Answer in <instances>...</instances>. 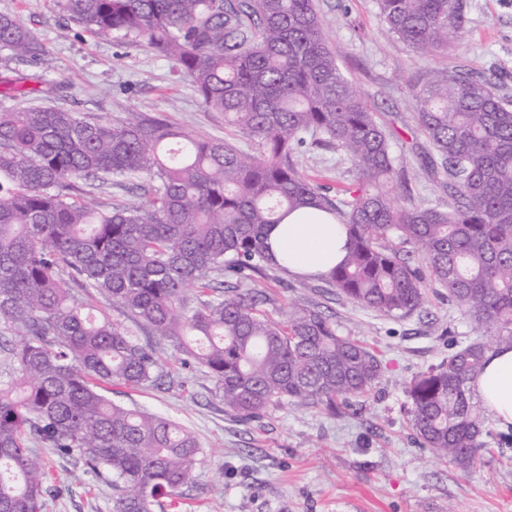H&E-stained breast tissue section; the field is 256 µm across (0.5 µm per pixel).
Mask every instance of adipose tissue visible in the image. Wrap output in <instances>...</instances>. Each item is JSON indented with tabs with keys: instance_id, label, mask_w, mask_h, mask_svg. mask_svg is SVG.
<instances>
[{
	"instance_id": "ef3b65f1",
	"label": "adipose tissue",
	"mask_w": 512,
	"mask_h": 512,
	"mask_svg": "<svg viewBox=\"0 0 512 512\" xmlns=\"http://www.w3.org/2000/svg\"><path fill=\"white\" fill-rule=\"evenodd\" d=\"M273 258L290 273L325 276L347 254V237L341 225L319 215L291 216L268 233ZM471 386L501 428L512 426V349L499 348L486 357Z\"/></svg>"
}]
</instances>
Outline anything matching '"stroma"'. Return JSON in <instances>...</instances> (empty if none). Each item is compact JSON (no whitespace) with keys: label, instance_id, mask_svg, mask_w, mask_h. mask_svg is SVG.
<instances>
[{"label":"stroma","instance_id":"1","mask_svg":"<svg viewBox=\"0 0 512 512\" xmlns=\"http://www.w3.org/2000/svg\"><path fill=\"white\" fill-rule=\"evenodd\" d=\"M464 2L463 39L448 53L420 58L389 34L376 0H316L341 68L393 133L418 204L444 205L447 194L420 168L417 152L427 142L418 129L415 87L436 71L462 66L497 75L512 90V0ZM0 14L20 19L45 48L31 65L0 53V78L16 72L42 78L55 87L53 104L75 112L157 113L188 134L243 145L241 134L225 125L222 113L204 107L191 80L170 62L90 33L68 19L58 0H0ZM299 161L309 178L331 187L347 167L341 155L317 148ZM249 287L271 297L265 311L276 320L285 319L291 302L314 300L339 334L378 353L381 375L370 395L352 399L338 414L285 404L242 423L225 414L203 369L185 366L170 341L157 340L165 371L181 387H147L116 399L179 422L204 449L167 512H512V446L500 444L497 422H489L482 464L469 474L423 448L410 424L411 379L474 338L468 317L441 289H429L423 313L393 319L297 287L291 274L281 281L257 277ZM49 460L54 482L43 512H112L110 486L75 459L53 454Z\"/></svg>","mask_w":512,"mask_h":512}]
</instances>
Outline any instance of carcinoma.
Segmentation results:
<instances>
[{
  "instance_id": "obj_1",
  "label": "carcinoma",
  "mask_w": 512,
  "mask_h": 512,
  "mask_svg": "<svg viewBox=\"0 0 512 512\" xmlns=\"http://www.w3.org/2000/svg\"><path fill=\"white\" fill-rule=\"evenodd\" d=\"M418 55L461 38L463 0H376ZM96 35L153 51L193 82L251 145L189 137L159 115L105 119L55 105L0 110V512H43L51 474L40 449L74 457L112 487V512H166L203 453L176 421L106 395L168 383L157 350L86 302L101 296L167 339L247 423L285 403L334 412L372 391L381 361L337 333L319 306L283 321L261 291L216 294L224 279L288 272L267 232L297 213L343 224L349 251L322 277L336 295L389 318L421 313L432 282L478 339L409 383L423 447L468 473L481 464L485 410L470 380L492 346L512 348V97L471 70L433 74L415 92L443 207L396 197L409 179L390 133L341 69L315 0H61ZM0 51L41 59L19 19L0 15ZM0 80L20 101L53 92ZM347 161L336 195L298 164L306 147ZM146 180V200L104 208L89 189ZM75 285L76 289L69 288ZM197 306L186 311V293Z\"/></svg>"
}]
</instances>
